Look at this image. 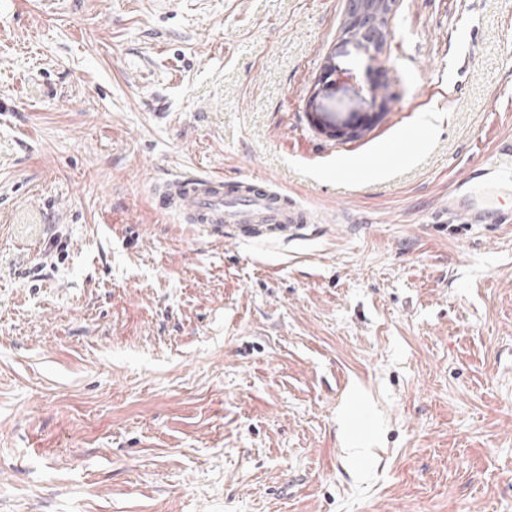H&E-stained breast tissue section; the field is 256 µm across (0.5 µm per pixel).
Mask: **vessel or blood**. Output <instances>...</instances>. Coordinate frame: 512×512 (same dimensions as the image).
<instances>
[{
    "label": "vessel or blood",
    "instance_id": "vessel-or-blood-1",
    "mask_svg": "<svg viewBox=\"0 0 512 512\" xmlns=\"http://www.w3.org/2000/svg\"><path fill=\"white\" fill-rule=\"evenodd\" d=\"M495 174L481 183L484 191L500 188V178L512 175V145L501 147L490 164ZM223 176L177 174L159 189L166 204L176 206L188 224L209 225L215 233H223L225 225L267 224L271 229L287 232L295 224L306 223L304 210L280 206L281 192L272 184L262 183L246 199L224 193Z\"/></svg>",
    "mask_w": 512,
    "mask_h": 512
}]
</instances>
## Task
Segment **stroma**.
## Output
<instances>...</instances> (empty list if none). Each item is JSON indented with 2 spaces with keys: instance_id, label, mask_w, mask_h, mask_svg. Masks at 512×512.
<instances>
[{
  "instance_id": "stroma-1",
  "label": "stroma",
  "mask_w": 512,
  "mask_h": 512,
  "mask_svg": "<svg viewBox=\"0 0 512 512\" xmlns=\"http://www.w3.org/2000/svg\"><path fill=\"white\" fill-rule=\"evenodd\" d=\"M346 8L0 0V512H512V21L400 0L379 65ZM498 169L499 174L489 178H485L481 183L482 190L486 192H493L500 188L501 179L511 178L512 175V145L502 146L494 160L491 162L490 167L481 171V177L489 176L491 172ZM487 171V172H486ZM507 174V175H506ZM249 198L225 195L224 177L176 174L159 189L166 205L175 204L186 224H209L222 235L224 224H270L268 227L288 234L292 224H305L304 210H288L279 206L281 192L272 184L260 181Z\"/></svg>"
}]
</instances>
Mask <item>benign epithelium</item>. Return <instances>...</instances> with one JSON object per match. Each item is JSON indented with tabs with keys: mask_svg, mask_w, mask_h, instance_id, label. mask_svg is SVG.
<instances>
[{
	"mask_svg": "<svg viewBox=\"0 0 512 512\" xmlns=\"http://www.w3.org/2000/svg\"><path fill=\"white\" fill-rule=\"evenodd\" d=\"M399 0H347L346 38L354 40L376 62L388 41V18Z\"/></svg>",
	"mask_w": 512,
	"mask_h": 512,
	"instance_id": "7a95c632",
	"label": "benign epithelium"
}]
</instances>
